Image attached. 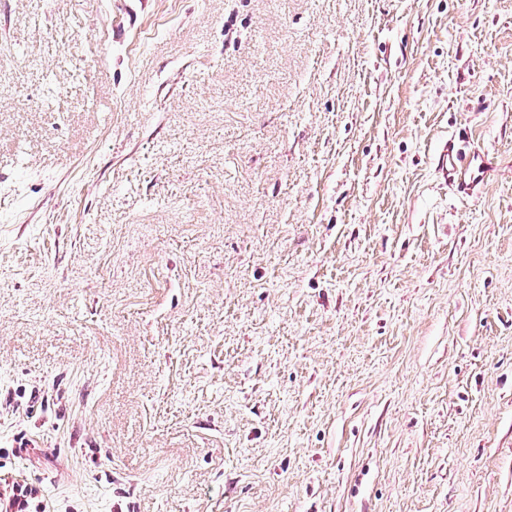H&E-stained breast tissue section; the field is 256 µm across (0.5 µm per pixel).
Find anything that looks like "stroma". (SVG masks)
Wrapping results in <instances>:
<instances>
[{"label":"stroma","instance_id":"35a3bbf8","mask_svg":"<svg viewBox=\"0 0 512 512\" xmlns=\"http://www.w3.org/2000/svg\"><path fill=\"white\" fill-rule=\"evenodd\" d=\"M493 156L459 199L433 157ZM512 512V0H0V493Z\"/></svg>","mask_w":512,"mask_h":512}]
</instances>
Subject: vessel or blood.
I'll list each match as a JSON object with an SVG mask.
<instances>
[{
  "instance_id": "b4317fda",
  "label": "vessel or blood",
  "mask_w": 512,
  "mask_h": 512,
  "mask_svg": "<svg viewBox=\"0 0 512 512\" xmlns=\"http://www.w3.org/2000/svg\"><path fill=\"white\" fill-rule=\"evenodd\" d=\"M434 167L441 180L465 198L486 182L492 159L485 152L465 150L460 139L452 135L436 153Z\"/></svg>"
}]
</instances>
